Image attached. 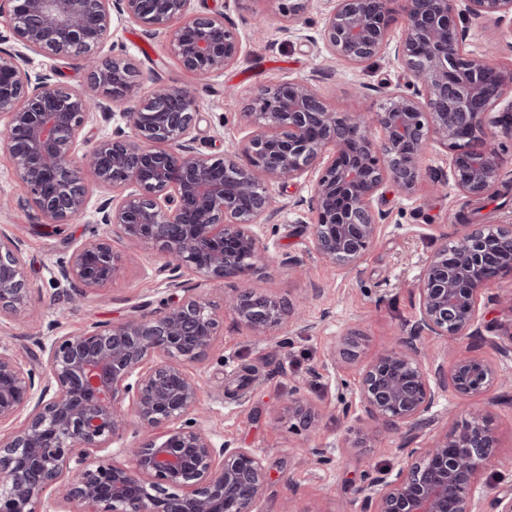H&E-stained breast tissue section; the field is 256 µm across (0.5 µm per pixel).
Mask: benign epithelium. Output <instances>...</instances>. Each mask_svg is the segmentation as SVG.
Listing matches in <instances>:
<instances>
[{"mask_svg": "<svg viewBox=\"0 0 512 512\" xmlns=\"http://www.w3.org/2000/svg\"><path fill=\"white\" fill-rule=\"evenodd\" d=\"M192 2L0 0V15L26 50L89 65L88 86L77 89L31 74L24 54L0 51V149L26 203L46 224H68L86 214L94 189L112 193L97 209L105 231L74 247L61 279L83 295L119 277L125 263L110 244L116 233L160 252V271L172 282L156 310L54 338L39 375L0 343V423L23 417L0 437V512H36L52 490L80 512H255L268 486L262 458L215 442L203 424L201 384L187 369L212 346L219 316L205 297L179 288L178 272L208 280L259 269L268 247L257 228L273 185L313 171L312 240L332 270L357 267L377 242L386 186L415 194L429 143L448 152L450 175L441 181L453 179L474 202L495 188L501 161L487 116L512 92V66L466 50L463 25L490 20L512 38V0H286L290 24L319 8L330 56L363 66L391 55L406 81L383 87L377 112L341 113L306 80H272L243 113L247 134L217 159L194 146L199 105L189 90L157 83L143 95L134 63L96 58L116 13L165 35L190 74L237 64L243 45L227 13H199ZM395 24L402 36L393 46ZM108 100L134 103L124 114L130 132L86 139L94 118L109 117ZM442 239L416 284V321L358 368L343 402L357 448L371 446L380 424L405 431L404 466L364 476L359 512H487L479 479L498 441L482 410L452 419L424 448L411 443L443 393L468 405L503 383L497 363L480 353L447 368L430 361L422 337L477 339L512 357V342L480 333L487 286L512 272V224H461ZM24 265L18 242L0 239V316L28 303ZM224 303L258 340L295 315L288 301L249 288ZM359 344L356 331L340 337L331 367L356 363ZM283 410L304 430L320 418L295 391ZM131 426L144 442L121 443ZM490 509L512 512V490L495 494Z\"/></svg>", "mask_w": 512, "mask_h": 512, "instance_id": "benign-epithelium-1", "label": "benign epithelium"}]
</instances>
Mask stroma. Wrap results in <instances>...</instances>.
I'll use <instances>...</instances> for the list:
<instances>
[{"instance_id": "stroma-1", "label": "stroma", "mask_w": 512, "mask_h": 512, "mask_svg": "<svg viewBox=\"0 0 512 512\" xmlns=\"http://www.w3.org/2000/svg\"><path fill=\"white\" fill-rule=\"evenodd\" d=\"M279 0H231L227 10L243 43L245 55L219 74L198 77L170 60L165 39L132 22L117 21L101 49V56L117 53L135 63L144 88L153 81L191 88L199 104L196 145L215 157L233 150L242 137V114L260 87L275 78L308 79L327 104L339 112L378 111L384 102L382 86L402 83L397 62L382 56L355 67L332 58L319 31L323 17L310 9L284 30ZM31 73L82 88L88 70L80 62L29 54ZM502 170L496 194L486 201L477 221L512 224V140L500 138ZM424 178L414 197L386 193L384 228L365 260L355 269L327 272L313 244L307 201L312 182L297 179L273 187L276 210L264 218L263 240L272 257L261 273L240 281H207L181 270L185 287L207 296L223 318L214 346L191 366L203 387L207 409L204 425L215 440L233 448H251L263 458L269 483L256 512H356L354 490L377 468L402 467L401 433L381 431L375 447L351 445L349 427L339 397L351 393L358 370L345 365L323 371L328 348L348 329H359L360 361H368L414 322L418 303L412 294L421 265L455 233L467 200L454 184L432 190L434 174L447 170L448 154L431 144L420 160ZM25 191L15 178L9 158L0 153V235L17 241L26 261L24 278L30 303L14 316L0 318V342L9 345L25 368L39 370L41 347L55 337L77 334L93 324L117 321L134 307L158 306L168 295L162 258L120 236L112 248L127 260L123 276L104 288L69 298L56 277L76 243L89 237L93 213L69 224L43 226L40 215L19 201ZM251 288L286 299L311 325L276 331L255 340L236 315L224 307V294L235 287ZM483 323L490 336L504 340L512 334V275L503 276L487 292ZM297 391L321 407L316 429L291 428L280 403ZM499 449L482 482L486 496L512 488V382L495 388L481 401ZM324 451L321 460L300 455L301 443Z\"/></svg>"}]
</instances>
